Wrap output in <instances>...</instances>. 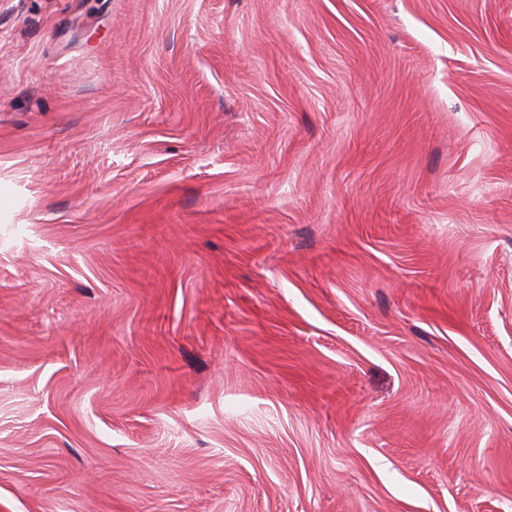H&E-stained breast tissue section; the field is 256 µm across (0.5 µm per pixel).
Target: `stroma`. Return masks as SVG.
I'll list each match as a JSON object with an SVG mask.
<instances>
[{"label":"stroma","mask_w":512,"mask_h":512,"mask_svg":"<svg viewBox=\"0 0 512 512\" xmlns=\"http://www.w3.org/2000/svg\"><path fill=\"white\" fill-rule=\"evenodd\" d=\"M0 512H512V0H0Z\"/></svg>","instance_id":"obj_1"}]
</instances>
